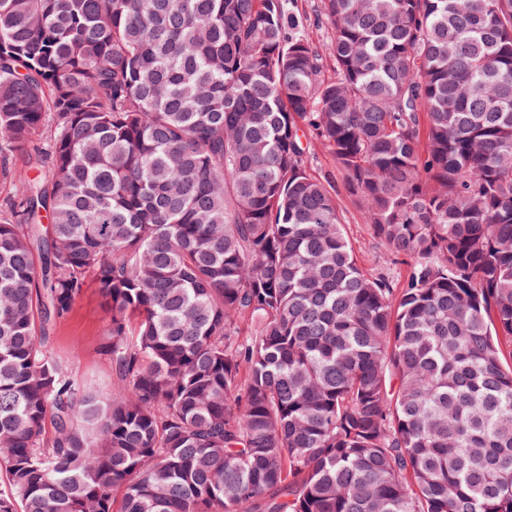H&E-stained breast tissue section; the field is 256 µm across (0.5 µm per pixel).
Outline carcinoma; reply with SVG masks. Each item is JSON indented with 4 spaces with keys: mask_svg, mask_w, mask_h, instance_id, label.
I'll list each match as a JSON object with an SVG mask.
<instances>
[{
    "mask_svg": "<svg viewBox=\"0 0 512 512\" xmlns=\"http://www.w3.org/2000/svg\"><path fill=\"white\" fill-rule=\"evenodd\" d=\"M295 2L0 0V512H512V0ZM296 5L301 16L305 18L309 34L313 36L317 42L326 41L328 36L327 29H325L326 22L323 20L317 25V21L315 20V11L318 8L319 0H298ZM309 168L314 175L326 180L330 187L336 190L341 224L345 225L347 235L362 267L372 275L383 273L392 281H397L404 276L405 265L384 262L380 258V249L365 222L358 199L345 190L343 175L331 154L322 146L312 144ZM104 298L94 286L84 289L67 318L47 336L48 348L67 363L72 374L104 389L116 383L112 363L99 352L109 321Z\"/></svg>",
    "mask_w": 512,
    "mask_h": 512,
    "instance_id": "1",
    "label": "carcinoma"
}]
</instances>
